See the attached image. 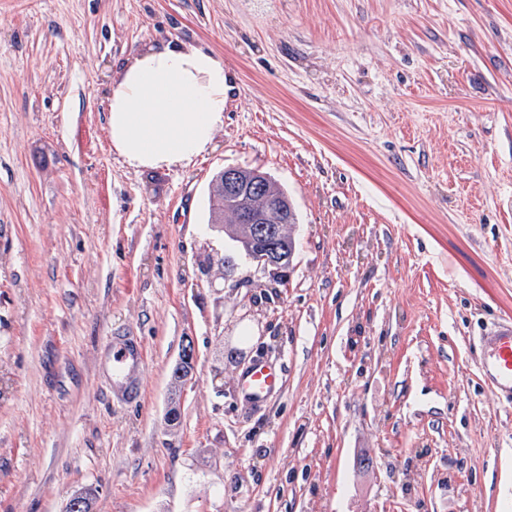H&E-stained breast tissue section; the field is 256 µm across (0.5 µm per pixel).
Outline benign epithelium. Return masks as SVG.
Here are the masks:
<instances>
[{"mask_svg": "<svg viewBox=\"0 0 512 512\" xmlns=\"http://www.w3.org/2000/svg\"><path fill=\"white\" fill-rule=\"evenodd\" d=\"M265 174L259 170L241 167L224 169V199L231 200L239 216V223L246 228V235L239 240L241 253L255 267L256 272L273 280H281L291 265L279 256L276 242L284 228H294L285 223H268V213L274 210L288 211L277 196L265 194Z\"/></svg>", "mask_w": 512, "mask_h": 512, "instance_id": "obj_1", "label": "benign epithelium"}]
</instances>
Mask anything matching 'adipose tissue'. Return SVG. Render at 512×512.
Segmentation results:
<instances>
[{"label": "adipose tissue", "mask_w": 512, "mask_h": 512, "mask_svg": "<svg viewBox=\"0 0 512 512\" xmlns=\"http://www.w3.org/2000/svg\"><path fill=\"white\" fill-rule=\"evenodd\" d=\"M228 81L215 52L144 48L121 69L107 99L113 150L136 170L190 165L224 124Z\"/></svg>", "instance_id": "ef3b65f1"}]
</instances>
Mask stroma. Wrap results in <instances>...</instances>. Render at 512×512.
Segmentation results:
<instances>
[{"instance_id": "stroma-1", "label": "stroma", "mask_w": 512, "mask_h": 512, "mask_svg": "<svg viewBox=\"0 0 512 512\" xmlns=\"http://www.w3.org/2000/svg\"><path fill=\"white\" fill-rule=\"evenodd\" d=\"M169 41L233 90L203 157L135 171L107 95ZM227 167L293 202L285 283L208 222ZM508 316L512 0H0V512H512L479 371ZM258 357L283 384L253 407ZM141 363L136 340L127 336H112V394L131 400L138 393L135 371Z\"/></svg>"}]
</instances>
